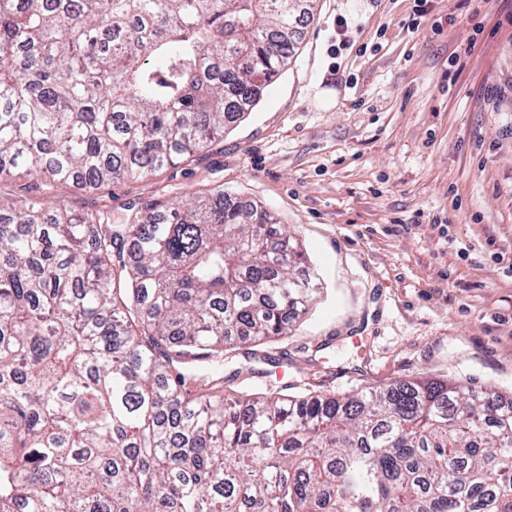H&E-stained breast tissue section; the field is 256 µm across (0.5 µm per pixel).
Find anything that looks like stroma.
Masks as SVG:
<instances>
[{"label": "stroma", "mask_w": 512, "mask_h": 512, "mask_svg": "<svg viewBox=\"0 0 512 512\" xmlns=\"http://www.w3.org/2000/svg\"><path fill=\"white\" fill-rule=\"evenodd\" d=\"M301 32L233 131L56 200L119 227L146 202L221 188L290 226L320 292L257 349L289 392L425 375L512 397V0H316Z\"/></svg>", "instance_id": "1"}]
</instances>
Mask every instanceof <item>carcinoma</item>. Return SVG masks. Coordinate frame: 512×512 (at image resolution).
Instances as JSON below:
<instances>
[{"mask_svg":"<svg viewBox=\"0 0 512 512\" xmlns=\"http://www.w3.org/2000/svg\"><path fill=\"white\" fill-rule=\"evenodd\" d=\"M291 0H0V512H512V398L413 377L346 396L224 377L316 299L288 226L222 190L119 230L46 207L242 121Z\"/></svg>","mask_w":512,"mask_h":512,"instance_id":"carcinoma-1","label":"carcinoma"}]
</instances>
